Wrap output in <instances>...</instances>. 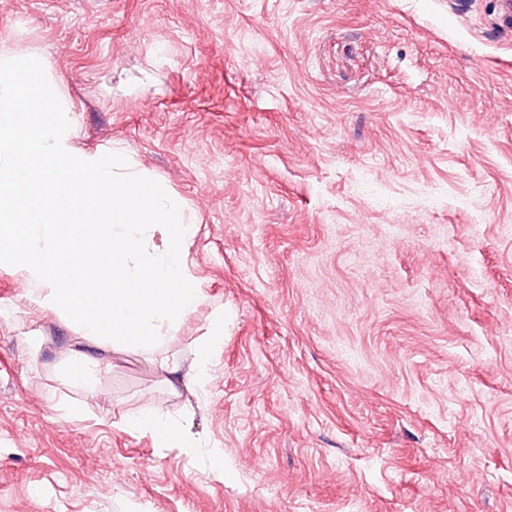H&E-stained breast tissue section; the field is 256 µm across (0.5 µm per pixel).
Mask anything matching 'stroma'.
<instances>
[{
	"label": "stroma",
	"mask_w": 512,
	"mask_h": 512,
	"mask_svg": "<svg viewBox=\"0 0 512 512\" xmlns=\"http://www.w3.org/2000/svg\"><path fill=\"white\" fill-rule=\"evenodd\" d=\"M500 0H0L74 143L196 215L197 310L76 385L0 267V512H512V34ZM210 377L170 395L216 316ZM169 412L187 445L127 429ZM224 475L211 473L216 455Z\"/></svg>",
	"instance_id": "stroma-1"
}]
</instances>
